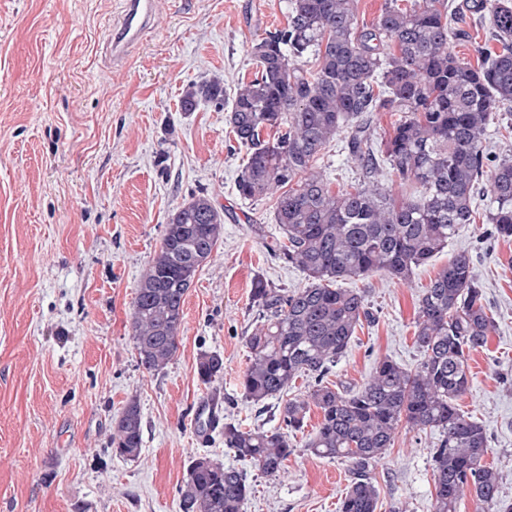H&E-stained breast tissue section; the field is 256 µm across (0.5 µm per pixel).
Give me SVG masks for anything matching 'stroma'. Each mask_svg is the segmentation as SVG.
Returning <instances> with one entry per match:
<instances>
[{
    "instance_id": "35a3bbf8",
    "label": "stroma",
    "mask_w": 512,
    "mask_h": 512,
    "mask_svg": "<svg viewBox=\"0 0 512 512\" xmlns=\"http://www.w3.org/2000/svg\"><path fill=\"white\" fill-rule=\"evenodd\" d=\"M287 0H156L153 27L114 63L106 50L120 0H0V512H181L177 489L196 458L246 471L245 512H336L350 465L318 458L294 435L279 476L224 446L228 422L280 424L277 400H246L245 338L254 277L293 290L295 266L269 256L249 225L278 231L269 201L240 198L246 155L227 111L184 112L183 88L254 71V38L286 22ZM205 191L224 211L214 258L189 288L177 351L139 366L132 305L169 216ZM467 254L497 327L472 354L459 401L483 424L486 460L512 502V240L463 225L411 286L360 281L373 322L358 329L327 380L356 388L388 357L411 368L415 300L449 259ZM223 372L197 374L202 354ZM141 413L135 460L112 452L129 401ZM433 434L404 430L375 467L378 512H433ZM223 366V358L219 354H203L197 366V373L203 383H209L221 373Z\"/></svg>"
}]
</instances>
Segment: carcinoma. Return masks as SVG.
I'll return each instance as SVG.
<instances>
[{"mask_svg": "<svg viewBox=\"0 0 512 512\" xmlns=\"http://www.w3.org/2000/svg\"><path fill=\"white\" fill-rule=\"evenodd\" d=\"M495 33L471 63L454 45L466 41L449 0H383L367 22L359 0H289L286 24L251 41L255 72L228 93L223 79L190 84L181 110L202 103L228 108L230 133L247 153L238 176L245 200L272 201L279 232L262 235L268 254L305 274L293 291L257 277L250 290L257 323L245 337L246 399H280L283 427L224 424V447L266 476H278L294 452L312 408L321 421L304 447L319 458L349 462L351 481L339 512H377L373 469L403 428L438 435L431 451L434 512H459L472 497L477 512H502V477L485 461L488 436L458 407L467 391L470 355L495 329L471 259L448 260L418 295L408 369L385 357L355 390L324 382L363 322L365 295L338 288L345 280L385 273L401 284L441 253L464 224L482 222L512 239V159L486 147L498 112L512 106V0H473ZM314 57L315 70L304 58ZM390 118L377 132L367 122ZM358 181L333 186L321 160L341 132ZM417 186L403 197L385 186L386 171ZM491 206L482 210V190ZM224 212L202 193L168 219L133 301L138 362L147 371L173 358L185 296L211 261ZM217 353L201 356L197 373L209 383L223 370ZM306 390L291 397L298 379ZM116 455L142 453L138 404L130 401L112 432ZM251 485L244 472L208 457L192 461L178 494L182 512H244Z\"/></svg>", "mask_w": 512, "mask_h": 512, "instance_id": "1", "label": "carcinoma"}]
</instances>
